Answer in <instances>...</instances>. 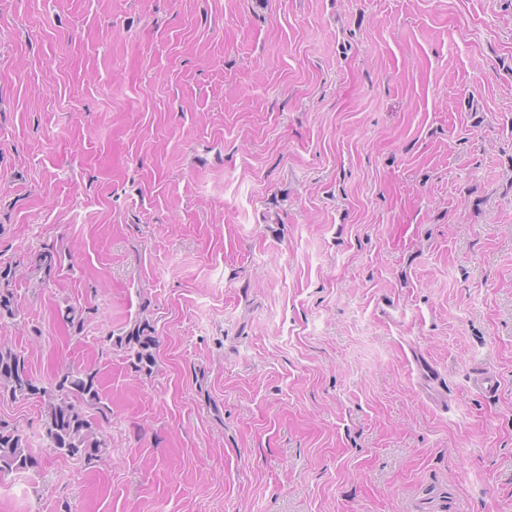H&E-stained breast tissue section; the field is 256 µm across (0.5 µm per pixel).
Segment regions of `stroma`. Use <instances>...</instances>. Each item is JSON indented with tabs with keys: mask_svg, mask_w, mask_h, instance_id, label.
<instances>
[{
	"mask_svg": "<svg viewBox=\"0 0 512 512\" xmlns=\"http://www.w3.org/2000/svg\"><path fill=\"white\" fill-rule=\"evenodd\" d=\"M7 266L0 512H512V0H0ZM12 280L11 268L0 270V321L14 320L18 314L13 289L8 288ZM113 344L128 350L127 352H133L129 356H134L136 365L140 368H151L155 363L152 351L156 346L155 339L151 336H141L138 329L128 336H117ZM49 385L37 386L24 356L0 344V398L17 401L36 396L45 408V448L80 458L88 465L101 461L108 444L100 427L85 412L86 408L97 409L107 418L97 372L68 368ZM26 439L17 426L0 420V474L34 467Z\"/></svg>",
	"mask_w": 512,
	"mask_h": 512,
	"instance_id": "1",
	"label": "stroma"
}]
</instances>
